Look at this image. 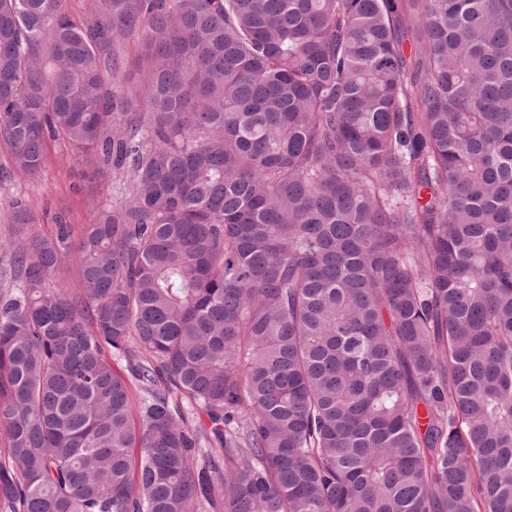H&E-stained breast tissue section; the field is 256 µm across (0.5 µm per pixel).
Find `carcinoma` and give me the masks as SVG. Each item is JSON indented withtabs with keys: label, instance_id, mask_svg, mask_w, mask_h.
<instances>
[{
	"label": "carcinoma",
	"instance_id": "1",
	"mask_svg": "<svg viewBox=\"0 0 512 512\" xmlns=\"http://www.w3.org/2000/svg\"><path fill=\"white\" fill-rule=\"evenodd\" d=\"M92 2L0 0L13 168L120 185L11 204L0 508L512 512V0ZM141 50L140 37H132L126 46V56L128 63L123 75L118 79L119 83L125 89H132L138 82V73L134 69V60L137 58ZM112 175L94 179L85 161L61 142L49 146V161L35 178L11 172L6 182H0V230L9 224V203L14 198L36 201V224L49 233L57 213L67 215L73 227V237L78 241L85 224H90L95 208L112 196L115 183Z\"/></svg>",
	"mask_w": 512,
	"mask_h": 512
}]
</instances>
